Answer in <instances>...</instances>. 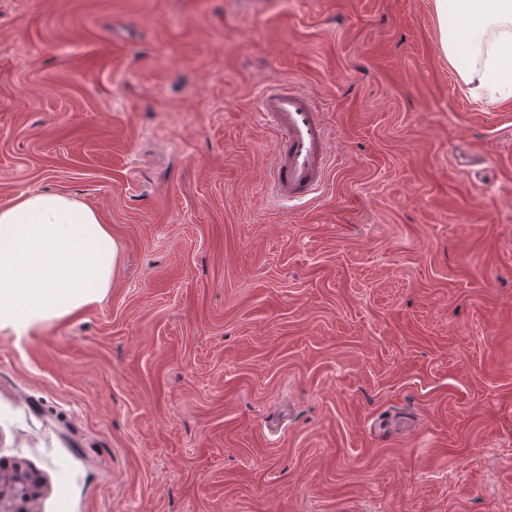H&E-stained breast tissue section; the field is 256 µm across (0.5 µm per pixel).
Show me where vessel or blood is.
Instances as JSON below:
<instances>
[{
	"instance_id": "vessel-or-blood-1",
	"label": "vessel or blood",
	"mask_w": 512,
	"mask_h": 512,
	"mask_svg": "<svg viewBox=\"0 0 512 512\" xmlns=\"http://www.w3.org/2000/svg\"><path fill=\"white\" fill-rule=\"evenodd\" d=\"M260 115L277 134L269 171L275 194L288 200L315 198L331 164L330 129L315 98L293 85H280L263 93Z\"/></svg>"
}]
</instances>
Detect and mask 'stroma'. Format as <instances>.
Returning a JSON list of instances; mask_svg holds the SVG:
<instances>
[{
  "mask_svg": "<svg viewBox=\"0 0 512 512\" xmlns=\"http://www.w3.org/2000/svg\"><path fill=\"white\" fill-rule=\"evenodd\" d=\"M335 166L275 201L259 97ZM122 251L106 298L0 334L32 512H512V100L434 0H0V208Z\"/></svg>",
  "mask_w": 512,
  "mask_h": 512,
  "instance_id": "stroma-1",
  "label": "stroma"
}]
</instances>
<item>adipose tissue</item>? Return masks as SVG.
Listing matches in <instances>:
<instances>
[{
  "instance_id": "obj_1",
  "label": "adipose tissue",
  "mask_w": 512,
  "mask_h": 512,
  "mask_svg": "<svg viewBox=\"0 0 512 512\" xmlns=\"http://www.w3.org/2000/svg\"><path fill=\"white\" fill-rule=\"evenodd\" d=\"M449 66L494 105L512 98V0H435ZM121 246L92 208L39 192L0 209V333L20 336L102 301Z\"/></svg>"
}]
</instances>
